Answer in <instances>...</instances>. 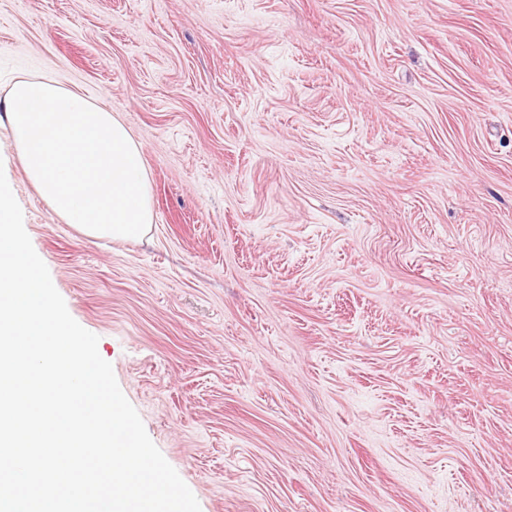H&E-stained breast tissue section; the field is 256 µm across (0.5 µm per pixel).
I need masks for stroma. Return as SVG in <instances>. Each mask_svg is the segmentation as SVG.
Listing matches in <instances>:
<instances>
[{"mask_svg": "<svg viewBox=\"0 0 512 512\" xmlns=\"http://www.w3.org/2000/svg\"><path fill=\"white\" fill-rule=\"evenodd\" d=\"M44 76L140 144L144 238L29 180ZM0 169L201 512H512V0H0Z\"/></svg>", "mask_w": 512, "mask_h": 512, "instance_id": "35a3bbf8", "label": "stroma"}]
</instances>
